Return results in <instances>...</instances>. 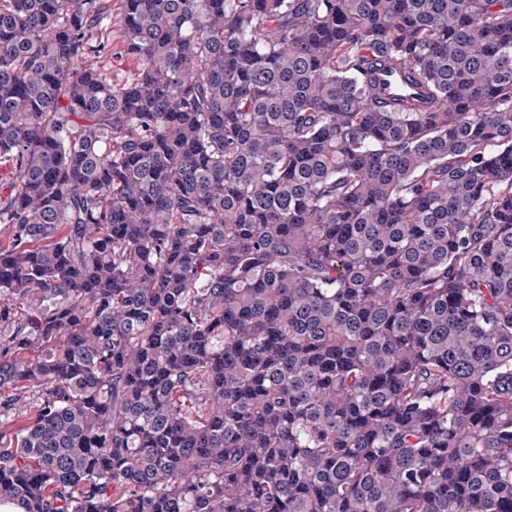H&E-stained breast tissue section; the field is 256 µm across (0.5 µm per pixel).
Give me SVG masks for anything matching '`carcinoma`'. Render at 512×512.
Here are the masks:
<instances>
[{
  "mask_svg": "<svg viewBox=\"0 0 512 512\" xmlns=\"http://www.w3.org/2000/svg\"><path fill=\"white\" fill-rule=\"evenodd\" d=\"M117 19L0 0V503L512 512V0ZM117 7L116 5L112 12V58L109 60V68L113 79L123 81L136 72L137 62L120 52V40L117 36Z\"/></svg>",
  "mask_w": 512,
  "mask_h": 512,
  "instance_id": "1",
  "label": "carcinoma"
}]
</instances>
